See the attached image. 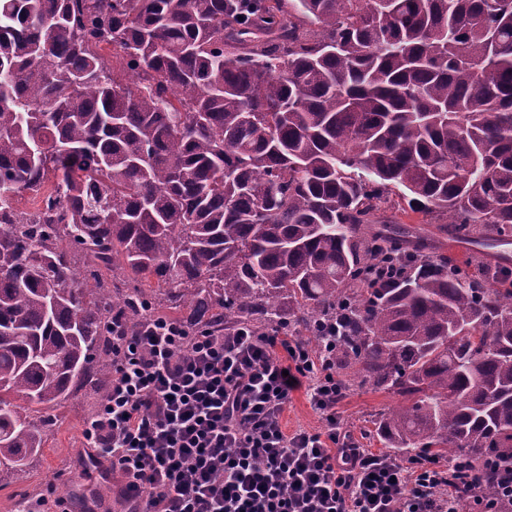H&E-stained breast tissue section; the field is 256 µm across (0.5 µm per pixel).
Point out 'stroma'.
I'll list each match as a JSON object with an SVG mask.
<instances>
[{"mask_svg": "<svg viewBox=\"0 0 512 512\" xmlns=\"http://www.w3.org/2000/svg\"><path fill=\"white\" fill-rule=\"evenodd\" d=\"M100 391L95 384L77 383L70 395L52 407H41L38 418L47 420L46 439L40 455L24 472L0 473V512H22L38 497L75 503H111L112 485L88 466L82 432L96 410ZM395 397L371 390L348 392L337 412L342 426L360 434L373 417L396 406Z\"/></svg>", "mask_w": 512, "mask_h": 512, "instance_id": "1", "label": "stroma"}]
</instances>
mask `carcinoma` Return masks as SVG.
I'll list each match as a JSON object with an SVG mask.
<instances>
[{
	"label": "carcinoma",
	"instance_id": "obj_1",
	"mask_svg": "<svg viewBox=\"0 0 512 512\" xmlns=\"http://www.w3.org/2000/svg\"><path fill=\"white\" fill-rule=\"evenodd\" d=\"M386 207L512 238V0H0V465L158 304L334 330L344 382L399 399L384 447L511 471L512 270L409 250Z\"/></svg>",
	"mask_w": 512,
	"mask_h": 512
}]
</instances>
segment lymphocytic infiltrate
Wrapping results in <instances>:
<instances>
[{
  "label": "lymphocytic infiltrate",
  "instance_id": "f902f5d3",
  "mask_svg": "<svg viewBox=\"0 0 512 512\" xmlns=\"http://www.w3.org/2000/svg\"><path fill=\"white\" fill-rule=\"evenodd\" d=\"M112 376L84 431L112 474L120 512H500L512 474L485 496L486 461L461 468L462 500L426 469L365 448L341 427L347 391L324 353L299 338L215 334L148 313L112 323ZM304 391L325 433L286 431Z\"/></svg>",
  "mask_w": 512,
  "mask_h": 512
}]
</instances>
